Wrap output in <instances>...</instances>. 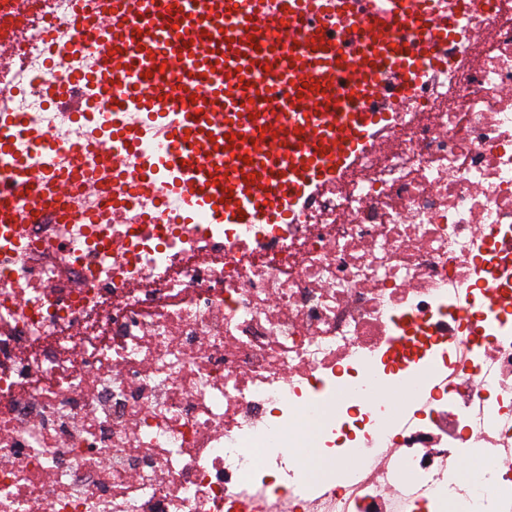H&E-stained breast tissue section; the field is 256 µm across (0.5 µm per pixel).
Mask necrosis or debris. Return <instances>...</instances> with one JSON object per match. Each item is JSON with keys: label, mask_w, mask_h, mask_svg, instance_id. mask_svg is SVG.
<instances>
[{"label": "necrosis or debris", "mask_w": 512, "mask_h": 512, "mask_svg": "<svg viewBox=\"0 0 512 512\" xmlns=\"http://www.w3.org/2000/svg\"><path fill=\"white\" fill-rule=\"evenodd\" d=\"M411 7L447 39L403 29L427 57L288 223L185 224L94 150L157 127L54 103L96 48L32 0L0 191L48 146L102 185L0 233V512H512V0Z\"/></svg>", "instance_id": "1"}]
</instances>
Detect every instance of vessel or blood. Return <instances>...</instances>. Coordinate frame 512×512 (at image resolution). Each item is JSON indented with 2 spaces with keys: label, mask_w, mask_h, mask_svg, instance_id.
I'll return each instance as SVG.
<instances>
[{
  "label": "vessel or blood",
  "mask_w": 512,
  "mask_h": 512,
  "mask_svg": "<svg viewBox=\"0 0 512 512\" xmlns=\"http://www.w3.org/2000/svg\"><path fill=\"white\" fill-rule=\"evenodd\" d=\"M178 2L78 0L71 17L99 43L95 82L104 97L120 84L130 111L163 122L166 150L136 175L153 189L158 173L169 174L177 189L166 203L178 212L206 210L219 224L283 223L286 204L357 153L376 124L360 102L363 92L382 91L373 81L378 58L393 80H406V16L391 0H344L340 22L364 21L362 43L347 53L315 28L319 0H254L246 16L238 0H207L174 26ZM98 149L122 167L140 142L116 133ZM69 179L53 166L17 181L13 194L0 193V225L17 194L29 196L31 222H52L57 213L43 201L66 196Z\"/></svg>",
  "instance_id": "obj_1"
}]
</instances>
